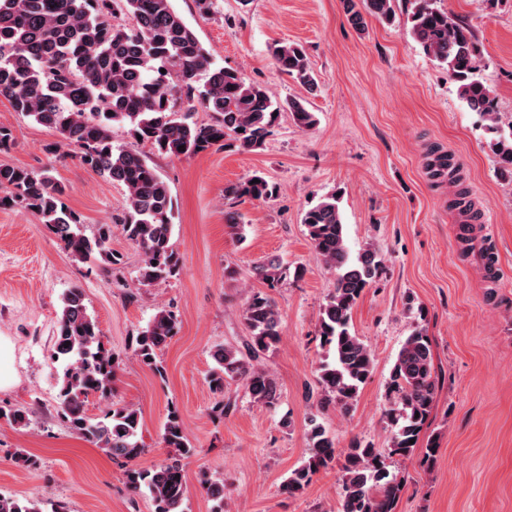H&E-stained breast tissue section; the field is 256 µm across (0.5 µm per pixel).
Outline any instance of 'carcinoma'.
I'll use <instances>...</instances> for the list:
<instances>
[{
  "instance_id": "cac0c4a2",
  "label": "carcinoma",
  "mask_w": 512,
  "mask_h": 512,
  "mask_svg": "<svg viewBox=\"0 0 512 512\" xmlns=\"http://www.w3.org/2000/svg\"><path fill=\"white\" fill-rule=\"evenodd\" d=\"M344 2L348 20L359 30L364 29L366 14L388 23L395 18V0H361L360 8L354 0ZM118 13L130 15L133 25L112 24ZM407 20L423 52L448 71L463 102L487 122L498 170L512 176V120L501 121L494 92L479 77L482 50L472 28L437 0H412ZM270 51L279 72L314 90L317 81L302 44L277 41ZM0 96L14 111L58 135L48 151L77 149L82 164L126 191L123 212L88 235L80 216L63 200L65 187L51 175L0 164V207L19 206L39 216L79 263L98 256L112 259L108 247L114 232H120L140 251L137 281L143 287L166 283L180 271L182 259L172 242L174 202L168 185L141 152L113 144L114 126L128 127L132 137H141L140 143L179 159L231 146L257 149L283 109L302 129L312 130L319 122L306 100L294 98L282 105L237 70L215 65L172 0H0ZM182 100L213 113V119L188 122L181 115ZM273 193L274 186L260 172L224 186L226 199L260 200ZM302 224L316 259L335 275L318 319L320 345L326 352L319 365V403L338 404L348 412L374 368L372 350L352 327V311L377 276L381 260L372 249L351 254L335 193L309 207ZM255 274L274 288L286 277V269L271 257L255 267ZM242 318L249 339L241 349L215 347L210 388L222 396L226 384L240 382L253 399L271 404L278 387L260 366V358L280 340V312L274 299L258 290L245 301ZM177 325L172 310L158 309L135 337V359L161 372L158 353L176 334ZM51 356L62 363L57 404L67 427L116 458L140 455L137 409L115 406L97 419L86 413L88 396L112 392L119 362L105 347L80 288L63 296ZM435 390L430 339L416 329L402 345L390 375V455L406 458L414 453L417 444L410 440L419 439ZM161 439L168 448L166 460L151 469L127 470L126 482L134 493H149L154 512H184L183 459L190 443L177 412L168 414ZM307 440V459L285 484L291 495L302 494L312 477L335 460L334 440L321 426H312ZM341 473L343 496L337 512H394L402 483L388 470L379 449L352 442L344 451ZM0 512H42V507L0 495Z\"/></svg>"
}]
</instances>
